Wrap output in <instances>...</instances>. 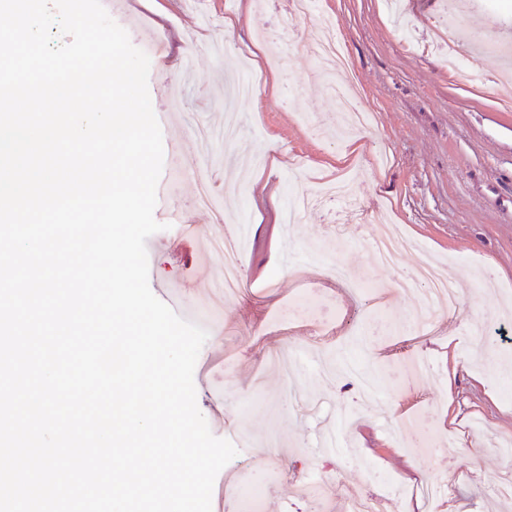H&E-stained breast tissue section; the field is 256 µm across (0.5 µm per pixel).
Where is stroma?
I'll return each mask as SVG.
<instances>
[{
  "label": "stroma",
  "mask_w": 512,
  "mask_h": 512,
  "mask_svg": "<svg viewBox=\"0 0 512 512\" xmlns=\"http://www.w3.org/2000/svg\"><path fill=\"white\" fill-rule=\"evenodd\" d=\"M110 17L140 50L149 22L165 51L150 58L154 111H167L168 92L179 107L162 130L163 171L176 194L157 202L163 231L146 248L149 285L180 288L193 323L208 337L194 383L197 405L212 434L281 441L275 454L281 478L265 481L254 469L259 512H305L291 484L326 472L328 512L376 492L380 471L412 486L438 476L443 493L431 504L394 492L384 512H512L496 496L494 480L508 462L497 451L512 442V102L489 84L501 70L498 41L512 42V7L502 0H472L460 16L491 44L460 47L461 69L449 72L441 54L423 49L444 12L445 0H400V18L388 0H317L310 15L287 28L288 0H114ZM240 26L227 32L225 18ZM341 39L346 81L371 113L366 132L336 130L328 75L314 53L323 25ZM249 56L256 92L237 102L241 132L226 150L224 73ZM351 172L349 202L317 204L301 223L284 224L297 179L335 178ZM209 185L216 204L197 202ZM193 224L197 236L180 237ZM248 226L238 297L214 310L203 289L223 278L213 255L215 234ZM388 232L411 242L397 266L378 267L367 238ZM425 253L446 277L466 281L459 309L421 333L403 331L414 310L413 293L395 288ZM339 262L352 274L336 282ZM291 346L303 353L300 387L318 399L315 412L284 411V383L265 367L264 352ZM321 347L330 358L360 365L377 384L373 403L358 406L350 378L324 379L306 352ZM429 360V379L398 383L414 355ZM434 427L450 439L446 454L409 450L396 427ZM342 429L356 459L320 452L322 436Z\"/></svg>",
  "instance_id": "stroma-1"
}]
</instances>
